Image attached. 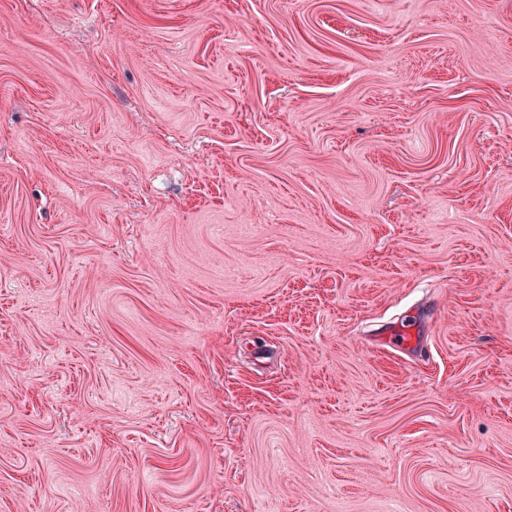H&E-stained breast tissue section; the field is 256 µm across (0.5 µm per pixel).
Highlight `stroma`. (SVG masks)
<instances>
[{
	"label": "stroma",
	"mask_w": 512,
	"mask_h": 512,
	"mask_svg": "<svg viewBox=\"0 0 512 512\" xmlns=\"http://www.w3.org/2000/svg\"><path fill=\"white\" fill-rule=\"evenodd\" d=\"M0 512H512V0H0Z\"/></svg>",
	"instance_id": "obj_1"
}]
</instances>
